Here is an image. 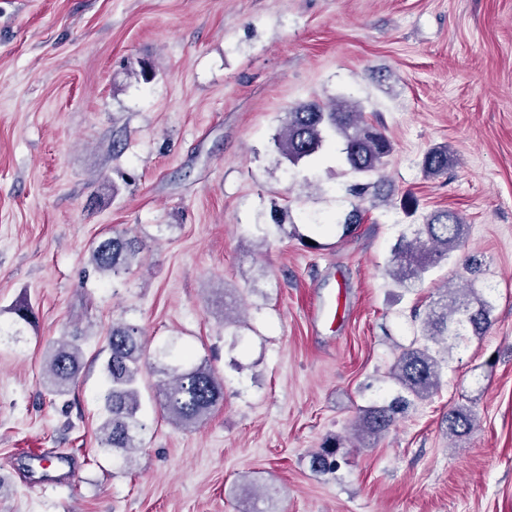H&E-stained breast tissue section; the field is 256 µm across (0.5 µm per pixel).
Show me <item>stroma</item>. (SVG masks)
<instances>
[{"mask_svg":"<svg viewBox=\"0 0 512 512\" xmlns=\"http://www.w3.org/2000/svg\"><path fill=\"white\" fill-rule=\"evenodd\" d=\"M342 95L393 145L371 178L385 203L347 234L361 177L342 142L289 167L272 142L289 107ZM442 145L448 173L426 177ZM444 209L464 246L395 287L398 236ZM114 231L145 245L117 284L88 262ZM473 254L490 328L429 400L358 436L395 392L415 310ZM23 298L38 324L15 342ZM115 323L224 380L182 429L147 372L129 466L96 440ZM76 328L85 368L57 397L44 353ZM456 408L473 428L452 440ZM330 438L333 475L311 465ZM35 454L60 463L43 474ZM0 512H512V0H0Z\"/></svg>","mask_w":512,"mask_h":512,"instance_id":"obj_1","label":"stroma"}]
</instances>
